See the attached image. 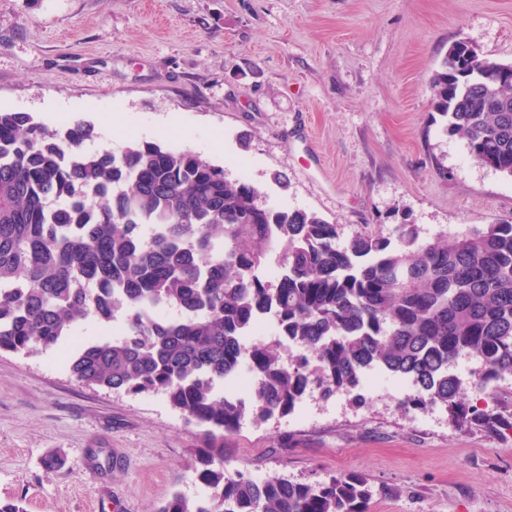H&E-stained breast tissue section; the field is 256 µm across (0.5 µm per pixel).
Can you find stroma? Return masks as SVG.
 I'll return each mask as SVG.
<instances>
[{"label":"stroma","instance_id":"35a3bbf8","mask_svg":"<svg viewBox=\"0 0 512 512\" xmlns=\"http://www.w3.org/2000/svg\"><path fill=\"white\" fill-rule=\"evenodd\" d=\"M0 0V112L107 122L96 148H188L318 213L339 243L363 229L420 240L512 224V177L444 133L429 79L449 47L512 62V0ZM223 152H215V143ZM282 182H275V175ZM308 422L245 420L230 467L366 476L370 512H512V428L416 422L390 393L308 399ZM202 429L161 395L88 387L60 347L0 353V499L26 512H156L195 472ZM67 463L48 474L52 449Z\"/></svg>","mask_w":512,"mask_h":512}]
</instances>
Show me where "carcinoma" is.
<instances>
[{
	"mask_svg": "<svg viewBox=\"0 0 512 512\" xmlns=\"http://www.w3.org/2000/svg\"><path fill=\"white\" fill-rule=\"evenodd\" d=\"M500 63L453 45L430 77L444 131L480 164L512 176V81ZM94 126L49 130L0 112V351L28 355L77 335L89 315L121 335L83 343L69 359L80 383L166 397L204 428L195 452L205 499L169 495L157 512H369L372 486L354 473L308 482L231 472L224 433L245 418L290 415L310 391L360 394L380 370L413 382L404 410L441 405L459 428L512 427V395L496 412L474 398L512 381V224L397 242L361 231L343 247L337 225L268 207L190 149L132 141L90 150ZM174 317L148 319L145 308ZM282 343L244 339L262 319ZM482 361L470 385L453 372ZM247 367V400L224 380Z\"/></svg>",
	"mask_w": 512,
	"mask_h": 512,
	"instance_id": "obj_1",
	"label": "carcinoma"
}]
</instances>
